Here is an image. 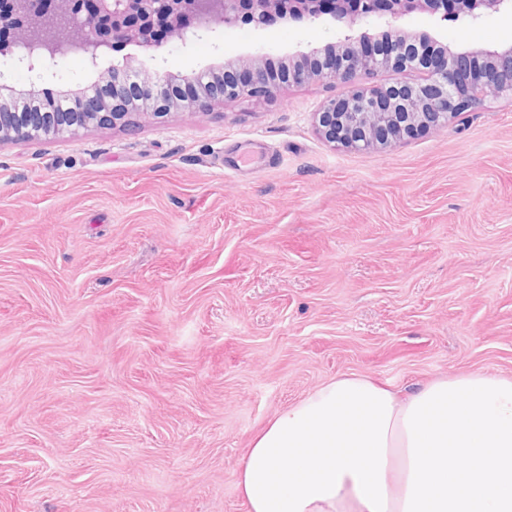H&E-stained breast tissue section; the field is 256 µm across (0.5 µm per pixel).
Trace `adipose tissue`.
<instances>
[{"label":"adipose tissue","instance_id":"1","mask_svg":"<svg viewBox=\"0 0 512 512\" xmlns=\"http://www.w3.org/2000/svg\"><path fill=\"white\" fill-rule=\"evenodd\" d=\"M249 512H512V378L398 395L338 376L275 414L237 472Z\"/></svg>","mask_w":512,"mask_h":512}]
</instances>
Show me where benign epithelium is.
Masks as SVG:
<instances>
[{
  "label": "benign epithelium",
  "instance_id": "benign-epithelium-1",
  "mask_svg": "<svg viewBox=\"0 0 512 512\" xmlns=\"http://www.w3.org/2000/svg\"><path fill=\"white\" fill-rule=\"evenodd\" d=\"M512 11V0H0V51H8L30 71L44 68L66 52L81 53L96 67L118 45L134 44L154 60L169 40L190 45L219 29L249 20L268 25L278 20L331 21L346 31L333 60L318 52L275 64L265 54L224 65V90L202 75L173 76L158 70L114 66L107 86L112 104L91 100L90 118L68 112H12L0 103V141L18 124L33 139L73 134L89 125L132 124L129 102L138 114L159 119L173 107L204 112L217 100L269 99L285 88L312 82L339 84L343 91L315 113V128L328 143L348 149L387 148L448 125L486 99H512V45L453 50L397 26L415 13L442 21L476 20L483 14ZM358 27L364 31L355 33ZM386 70H415L418 81L383 85ZM177 82L197 88L186 99L168 97Z\"/></svg>",
  "mask_w": 512,
  "mask_h": 512
}]
</instances>
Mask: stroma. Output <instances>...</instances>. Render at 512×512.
Wrapping results in <instances>:
<instances>
[{
  "label": "stroma",
  "mask_w": 512,
  "mask_h": 512,
  "mask_svg": "<svg viewBox=\"0 0 512 512\" xmlns=\"http://www.w3.org/2000/svg\"><path fill=\"white\" fill-rule=\"evenodd\" d=\"M398 25L512 44L508 12ZM339 36L241 24L156 61L128 44L40 74L0 55V99ZM337 91L0 143V512H248L236 470L253 437L337 375L401 392L512 377V100L352 151L313 128Z\"/></svg>",
  "instance_id": "stroma-1"
}]
</instances>
